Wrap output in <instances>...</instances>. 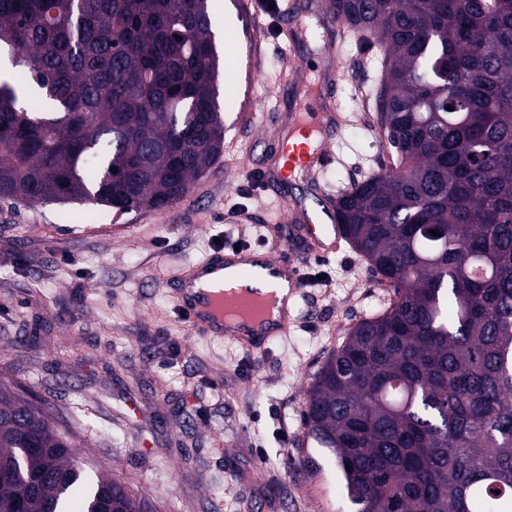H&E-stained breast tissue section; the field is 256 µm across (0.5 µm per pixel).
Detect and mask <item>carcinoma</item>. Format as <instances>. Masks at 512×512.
<instances>
[{
    "mask_svg": "<svg viewBox=\"0 0 512 512\" xmlns=\"http://www.w3.org/2000/svg\"><path fill=\"white\" fill-rule=\"evenodd\" d=\"M208 0H0V198L120 214L183 199L224 148ZM382 48L390 167L333 201L395 298L307 393L359 512H512V0H329ZM453 107L449 111L446 106ZM0 381V512H143Z\"/></svg>",
    "mask_w": 512,
    "mask_h": 512,
    "instance_id": "cac0c4a2",
    "label": "carcinoma"
}]
</instances>
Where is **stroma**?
<instances>
[{
    "mask_svg": "<svg viewBox=\"0 0 512 512\" xmlns=\"http://www.w3.org/2000/svg\"><path fill=\"white\" fill-rule=\"evenodd\" d=\"M267 18L252 59L255 109L224 115V149L189 194L163 210L119 214L89 203L0 198V380L78 433L94 468L145 498L150 512H353L333 456L306 439L307 392L360 320L392 290L352 249L323 258L292 236L283 199L315 206L389 163L364 92L378 46L321 27L286 46ZM308 62L302 74L293 58ZM331 81L343 118L337 160L311 183L281 178L278 130ZM300 252L311 281L287 335L257 354L194 333L175 309L174 270L216 240Z\"/></svg>",
    "mask_w": 512,
    "mask_h": 512,
    "instance_id": "stroma-1",
    "label": "stroma"
}]
</instances>
